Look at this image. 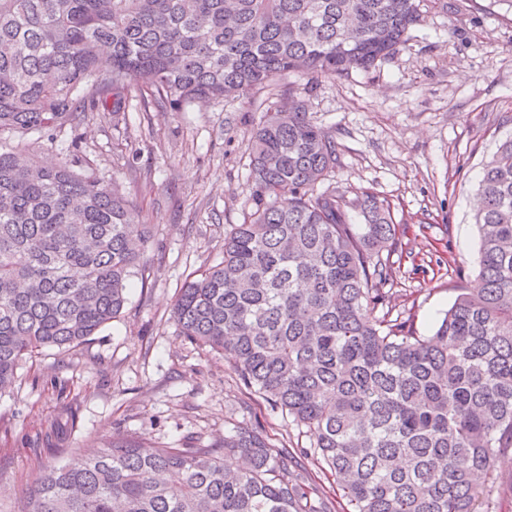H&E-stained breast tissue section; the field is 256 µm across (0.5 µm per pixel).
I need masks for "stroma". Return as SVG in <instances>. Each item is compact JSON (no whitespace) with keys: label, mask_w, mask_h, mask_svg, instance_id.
I'll use <instances>...</instances> for the list:
<instances>
[{"label":"stroma","mask_w":512,"mask_h":512,"mask_svg":"<svg viewBox=\"0 0 512 512\" xmlns=\"http://www.w3.org/2000/svg\"><path fill=\"white\" fill-rule=\"evenodd\" d=\"M308 86L312 120L336 136L323 186L388 203L403 254L394 313L419 334L478 286L473 223L483 162L512 134V0H434L400 51L367 71L289 75L247 94L178 109L133 97L120 120L90 115L82 167L116 182L153 238L122 314L84 345L24 361L0 390V512H19L34 469L71 449L133 437L218 446L239 427L308 447L291 419L240 383L232 362L180 336L186 277L218 264L248 205L250 131L288 85Z\"/></svg>","instance_id":"35a3bbf8"}]
</instances>
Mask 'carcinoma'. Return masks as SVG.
<instances>
[{"label": "carcinoma", "mask_w": 512, "mask_h": 512, "mask_svg": "<svg viewBox=\"0 0 512 512\" xmlns=\"http://www.w3.org/2000/svg\"><path fill=\"white\" fill-rule=\"evenodd\" d=\"M430 0H0V134L118 120L131 94L178 108L284 76H347L395 54ZM0 144V389L21 362L76 348L117 318L150 234L115 182ZM250 202L224 260L185 281L172 316L309 434L348 512H476L512 451V136L485 161L481 288L432 335L390 317L388 206L320 190L336 136L290 86L248 144ZM358 210L353 224L347 209ZM256 429L219 448L117 438L40 466L22 512H331Z\"/></svg>", "instance_id": "1"}]
</instances>
